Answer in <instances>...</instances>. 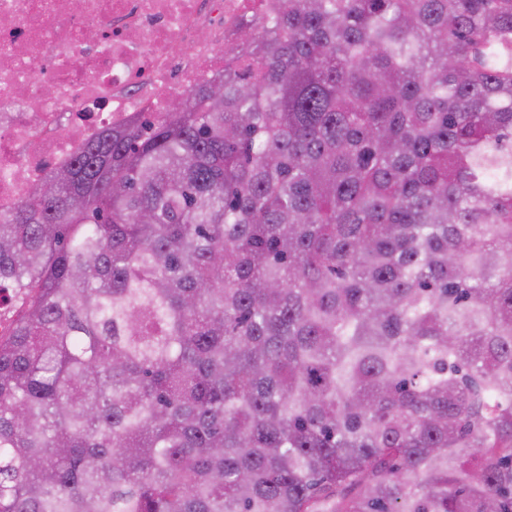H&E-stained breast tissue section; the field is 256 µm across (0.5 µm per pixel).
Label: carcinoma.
<instances>
[{
    "label": "carcinoma",
    "mask_w": 512,
    "mask_h": 512,
    "mask_svg": "<svg viewBox=\"0 0 512 512\" xmlns=\"http://www.w3.org/2000/svg\"><path fill=\"white\" fill-rule=\"evenodd\" d=\"M237 41L0 220V512H512V0Z\"/></svg>",
    "instance_id": "obj_1"
}]
</instances>
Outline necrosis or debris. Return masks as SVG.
I'll return each instance as SVG.
<instances>
[{
  "instance_id": "obj_1",
  "label": "necrosis or debris",
  "mask_w": 512,
  "mask_h": 512,
  "mask_svg": "<svg viewBox=\"0 0 512 512\" xmlns=\"http://www.w3.org/2000/svg\"><path fill=\"white\" fill-rule=\"evenodd\" d=\"M277 0H0V218L106 128L223 74Z\"/></svg>"
}]
</instances>
